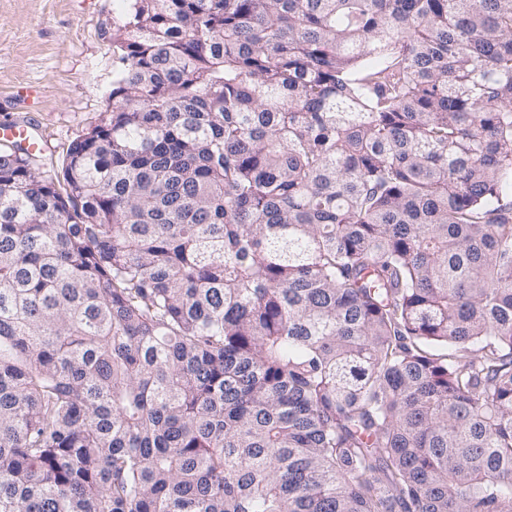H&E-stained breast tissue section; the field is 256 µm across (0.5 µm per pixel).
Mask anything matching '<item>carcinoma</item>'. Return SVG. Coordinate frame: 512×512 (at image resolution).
I'll list each match as a JSON object with an SVG mask.
<instances>
[{"mask_svg": "<svg viewBox=\"0 0 512 512\" xmlns=\"http://www.w3.org/2000/svg\"><path fill=\"white\" fill-rule=\"evenodd\" d=\"M112 54L62 177L0 145V512H512V0H129Z\"/></svg>", "mask_w": 512, "mask_h": 512, "instance_id": "1", "label": "carcinoma"}]
</instances>
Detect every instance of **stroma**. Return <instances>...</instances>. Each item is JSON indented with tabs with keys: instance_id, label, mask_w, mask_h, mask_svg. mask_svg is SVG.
I'll use <instances>...</instances> for the list:
<instances>
[{
	"instance_id": "1",
	"label": "stroma",
	"mask_w": 512,
	"mask_h": 512,
	"mask_svg": "<svg viewBox=\"0 0 512 512\" xmlns=\"http://www.w3.org/2000/svg\"><path fill=\"white\" fill-rule=\"evenodd\" d=\"M128 0H0V121L30 119L43 150L33 171L59 172L70 143L109 107L112 31Z\"/></svg>"
}]
</instances>
